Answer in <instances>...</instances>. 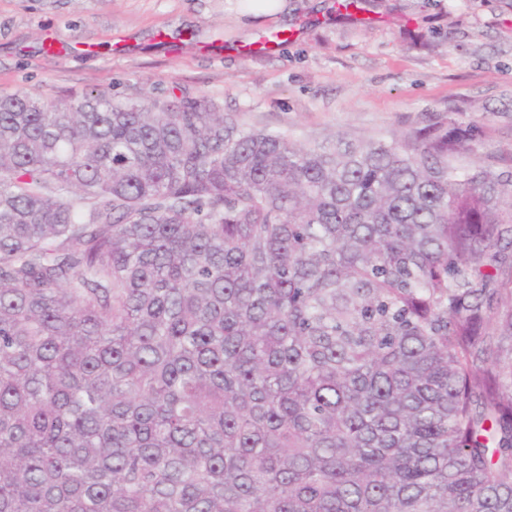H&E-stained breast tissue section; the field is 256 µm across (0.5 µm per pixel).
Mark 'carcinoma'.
<instances>
[{
	"instance_id": "1",
	"label": "carcinoma",
	"mask_w": 512,
	"mask_h": 512,
	"mask_svg": "<svg viewBox=\"0 0 512 512\" xmlns=\"http://www.w3.org/2000/svg\"><path fill=\"white\" fill-rule=\"evenodd\" d=\"M207 96H0V512H512V175Z\"/></svg>"
}]
</instances>
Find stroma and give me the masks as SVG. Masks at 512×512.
Here are the masks:
<instances>
[{"label":"stroma","mask_w":512,"mask_h":512,"mask_svg":"<svg viewBox=\"0 0 512 512\" xmlns=\"http://www.w3.org/2000/svg\"><path fill=\"white\" fill-rule=\"evenodd\" d=\"M235 0H0V96H208L245 126L325 142L470 130L458 166L512 173V0H288L291 37L249 51Z\"/></svg>","instance_id":"1"}]
</instances>
